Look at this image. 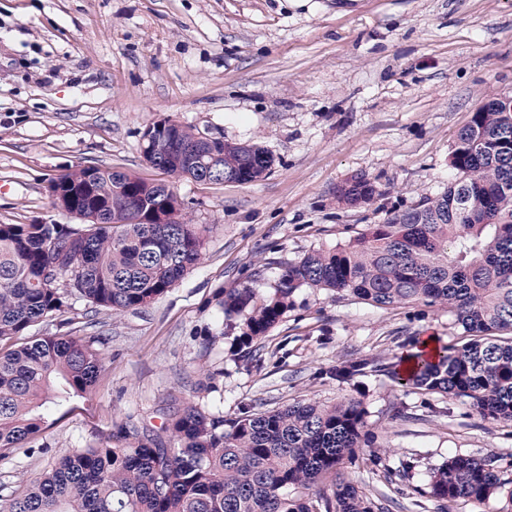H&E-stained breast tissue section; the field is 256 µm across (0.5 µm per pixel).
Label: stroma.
<instances>
[{"instance_id":"obj_1","label":"stroma","mask_w":512,"mask_h":512,"mask_svg":"<svg viewBox=\"0 0 512 512\" xmlns=\"http://www.w3.org/2000/svg\"><path fill=\"white\" fill-rule=\"evenodd\" d=\"M492 96L512 97V0H0V224L73 223L46 192L70 166L164 181L141 154L144 129L162 118L274 159L255 182H176L203 258L164 296L117 314L73 303L68 331L108 336L103 367L89 396L0 457V506L63 454L122 425L160 426L173 406L230 419L354 399L386 453L344 473L374 512H512V423L380 371L425 336L463 344L448 310L303 287L242 348V316L218 306L220 290L268 294L288 263L443 192L459 131ZM357 174L380 197L338 204ZM348 359L369 371L336 380ZM455 455L490 459L501 487L437 502L429 474Z\"/></svg>"}]
</instances>
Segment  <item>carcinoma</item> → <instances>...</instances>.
<instances>
[{
    "mask_svg": "<svg viewBox=\"0 0 512 512\" xmlns=\"http://www.w3.org/2000/svg\"><path fill=\"white\" fill-rule=\"evenodd\" d=\"M450 155L455 180L442 193L370 224L347 245L288 264L267 296L243 286L220 301L223 314H246L248 346L273 328L301 287L350 293L378 308L412 302L453 314L471 335L436 356L414 354L413 367H374L400 386L469 401L482 418L512 422V112L486 100ZM144 144L173 179H202L215 159L216 181H257L273 159L257 145L205 140L180 124H154ZM60 209L72 199L98 223L0 224V453L25 447L49 415L89 393L102 368L96 344L70 334L20 341L33 327L81 300L94 311L123 312L166 294L200 262L203 244L187 213L158 224L169 184L145 182L115 167L76 165L50 178ZM378 191L363 175L336 189L346 206L370 204ZM368 362L336 366L347 380ZM365 411L349 399L328 406L294 403L232 419L195 405L165 414L161 431L121 426L96 448L62 457L3 512H373L341 468L359 454L379 459ZM334 477L333 497L316 491ZM430 495L481 501L501 485L486 460L455 455L429 475Z\"/></svg>",
    "mask_w": 512,
    "mask_h": 512,
    "instance_id": "cac0c4a2",
    "label": "carcinoma"
}]
</instances>
